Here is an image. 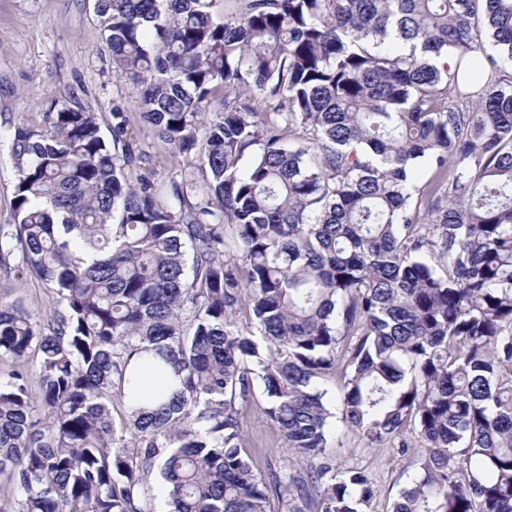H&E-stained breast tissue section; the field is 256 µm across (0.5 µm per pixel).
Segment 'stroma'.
<instances>
[{
	"label": "stroma",
	"instance_id": "1",
	"mask_svg": "<svg viewBox=\"0 0 512 512\" xmlns=\"http://www.w3.org/2000/svg\"><path fill=\"white\" fill-rule=\"evenodd\" d=\"M95 0H0V224L9 223L17 178L13 138L17 129H40L47 113L62 106H80L101 116L102 128L112 124L113 107L132 113L130 88L112 70L102 38ZM136 127L140 171L167 181L178 171L168 150L152 133ZM0 301L17 303L32 315L49 311L51 298L40 281L16 282L0 276ZM263 395L244 403V446L258 466L278 458L279 435L263 414ZM330 462L338 469L358 467L373 482L377 496L371 512H391L415 465L395 448H366L341 421L333 423Z\"/></svg>",
	"mask_w": 512,
	"mask_h": 512
}]
</instances>
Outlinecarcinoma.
Here are the masks:
<instances>
[{"label": "carcinoma", "mask_w": 512, "mask_h": 512, "mask_svg": "<svg viewBox=\"0 0 512 512\" xmlns=\"http://www.w3.org/2000/svg\"><path fill=\"white\" fill-rule=\"evenodd\" d=\"M217 2L95 3L180 178L132 174L118 107L110 141L81 106L15 132L0 269L56 309L0 302L13 512H369L326 460L332 374L366 447L420 443L391 512H512V0ZM255 393L253 400L243 404L244 447L250 450L257 465L263 468L267 460L278 458L282 444L276 429L261 410L265 405L261 390L256 388Z\"/></svg>", "instance_id": "cac0c4a2"}]
</instances>
